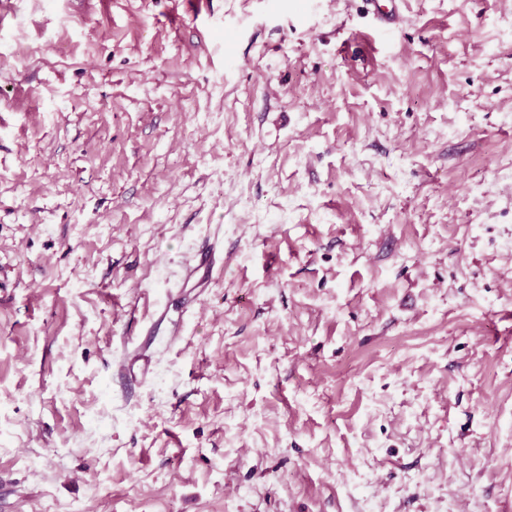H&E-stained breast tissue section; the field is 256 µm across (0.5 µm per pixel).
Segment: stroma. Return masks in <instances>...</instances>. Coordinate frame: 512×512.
<instances>
[{
	"mask_svg": "<svg viewBox=\"0 0 512 512\" xmlns=\"http://www.w3.org/2000/svg\"><path fill=\"white\" fill-rule=\"evenodd\" d=\"M508 112L512 0H0V512H512ZM201 254L206 257L205 260H202L196 267L187 266L185 268V273L179 288H187L189 282L197 276L201 268H204L203 277H209V274L217 263L215 245L205 242L202 246Z\"/></svg>",
	"mask_w": 512,
	"mask_h": 512,
	"instance_id": "obj_1",
	"label": "stroma"
}]
</instances>
